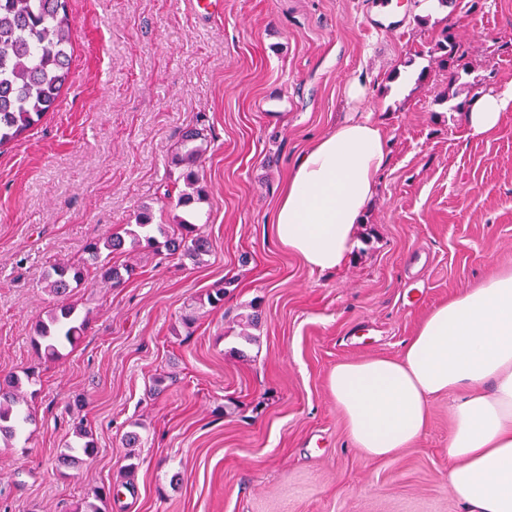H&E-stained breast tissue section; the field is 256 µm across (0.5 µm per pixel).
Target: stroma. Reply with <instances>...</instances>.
<instances>
[{
  "mask_svg": "<svg viewBox=\"0 0 512 512\" xmlns=\"http://www.w3.org/2000/svg\"><path fill=\"white\" fill-rule=\"evenodd\" d=\"M360 2L224 0L203 22L183 0H68V83L0 147V380L39 373L23 387L34 422L0 440V512H466L448 489L447 398L416 443L371 460L327 380L338 362L399 355L433 308L512 268V109L490 137L468 135L457 109L512 82V0H408L393 33ZM446 27L469 64L453 83L429 55ZM354 81L388 163L349 261L320 273L271 221L293 162L348 117ZM191 127L207 145L194 208L210 254L131 252L126 283L73 293L81 345L39 359L48 267L141 206L174 223L161 196L179 191ZM77 425L95 452L60 466ZM133 428L141 443L128 448Z\"/></svg>",
  "mask_w": 512,
  "mask_h": 512,
  "instance_id": "stroma-1",
  "label": "stroma"
}]
</instances>
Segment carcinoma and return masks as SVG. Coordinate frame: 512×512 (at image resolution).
<instances>
[{"label":"carcinoma","instance_id":"1","mask_svg":"<svg viewBox=\"0 0 512 512\" xmlns=\"http://www.w3.org/2000/svg\"><path fill=\"white\" fill-rule=\"evenodd\" d=\"M459 50L455 34L447 27L431 49L439 64L448 69L451 81L466 70ZM72 60L67 0H0V146L16 139L49 111L68 80ZM201 139L195 129L182 134L177 162L182 167L178 179L183 181L184 189L175 198L166 196L169 206L183 209L176 223H154L152 207L143 206L125 234L93 239L85 245L81 259L58 263L47 270V291L55 297V303L47 318L36 325L33 340L42 357L55 361L62 357L63 350L75 349L85 336L88 320L68 302L73 289L93 277L116 287L134 274L131 266L113 264L114 256L144 247L157 255L198 264L209 254L210 240L192 208L203 193L198 172L204 152L198 144ZM33 379L34 372L27 369L24 376L11 375L0 383V437L7 442L23 424L32 421V413L22 411L20 405L27 403L21 395L23 383L30 384ZM75 437L77 441L60 455L66 465L78 460L80 454L90 457L94 453L86 429L76 428Z\"/></svg>","mask_w":512,"mask_h":512}]
</instances>
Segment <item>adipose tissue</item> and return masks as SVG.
<instances>
[{
    "label": "adipose tissue",
    "mask_w": 512,
    "mask_h": 512,
    "mask_svg": "<svg viewBox=\"0 0 512 512\" xmlns=\"http://www.w3.org/2000/svg\"><path fill=\"white\" fill-rule=\"evenodd\" d=\"M316 138L288 173L272 229L309 269L346 265L386 166V132L360 106ZM512 108V83L478 98L464 114L470 134L493 135ZM492 392H484L485 384ZM348 435L370 459L398 455L426 431L435 398L455 422L448 442V488L470 512H512V269L494 272L436 306L396 357L342 361L328 377Z\"/></svg>",
    "instance_id": "adipose-tissue-1"
}]
</instances>
